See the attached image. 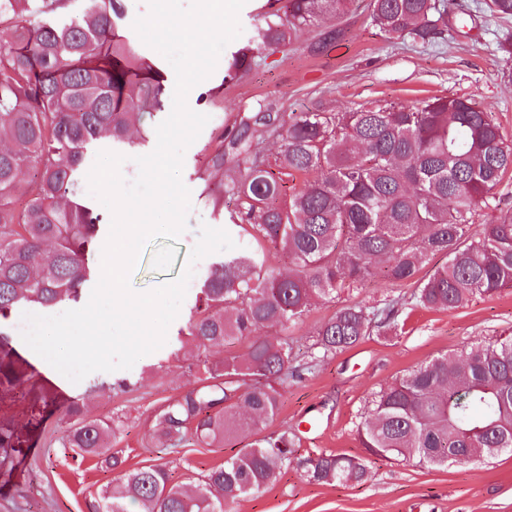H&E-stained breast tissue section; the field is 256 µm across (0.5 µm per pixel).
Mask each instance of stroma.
<instances>
[{
  "label": "stroma",
  "mask_w": 512,
  "mask_h": 512,
  "mask_svg": "<svg viewBox=\"0 0 512 512\" xmlns=\"http://www.w3.org/2000/svg\"><path fill=\"white\" fill-rule=\"evenodd\" d=\"M462 16H449L455 39L422 45L390 38L369 21V0H356L348 16L301 31L285 52L267 54L242 77L225 80V59L252 42L265 0H247L240 11L242 34L223 49V58L204 80L221 87L215 103L198 102L199 89L187 97L191 109L209 117L184 155L181 178L190 191L191 210L179 241H149L130 272L133 291L154 289L182 271L198 240L201 225L228 231L238 247L247 240L231 226L232 201L213 208L201 195L196 177L205 145L257 102L277 112L321 107L346 112L378 101L413 102L435 96H461L491 112L512 140V54L501 46L512 38V19L484 9V0H460ZM197 285H188L165 344L141 357L131 369L94 372L72 383L23 341L17 329L26 306L0 321V331L27 365L29 379L0 398V418L24 426L31 383L51 381L67 397L100 418L121 417L116 443L126 469L163 464L175 480L188 482L198 473L222 465L243 448L236 441L221 448H166L151 442L154 415L167 400L197 384L200 372L175 352V337L184 329L196 301ZM384 288L370 284L333 301L312 305L294 337L305 355L322 323L348 303L383 299ZM405 321L396 331L365 337L335 357L318 362L305 378L285 384L278 415L268 431L289 430L295 436V461L263 493L240 500L238 512H512V454L488 461L431 467L418 461L367 457L357 426L376 392L409 370L443 353L460 351L469 341L492 343L512 334V287L492 297L477 296L454 310L411 306L410 289H400ZM69 421L55 411L31 445L0 463V512H86L85 502L110 482L113 471L99 457H75L62 441ZM332 452L367 457L368 476L359 483L317 484L305 477L304 462Z\"/></svg>",
  "instance_id": "35a3bbf8"
}]
</instances>
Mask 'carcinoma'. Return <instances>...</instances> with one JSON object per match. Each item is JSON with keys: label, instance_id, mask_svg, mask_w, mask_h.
<instances>
[{"label": "carcinoma", "instance_id": "cac0c4a2", "mask_svg": "<svg viewBox=\"0 0 512 512\" xmlns=\"http://www.w3.org/2000/svg\"><path fill=\"white\" fill-rule=\"evenodd\" d=\"M355 0H285L263 12L256 40L231 54L233 80L269 50H288L306 27L346 15ZM372 25L391 38L433 44L448 37V0H370ZM512 17V0H486ZM124 0H0V318L18 305L78 304L95 273L89 263L101 222L78 183L89 149L131 145L129 131L164 107L160 70L121 34ZM280 142L270 171L266 145ZM234 175L202 194L218 207L237 202L235 227L253 246L212 263L191 311L186 339L197 353L246 343L241 355L202 362L201 385L156 413L154 438L221 448L249 447L209 469L188 490L164 465L123 470L112 450L121 421L69 404L65 444L105 456L113 480L86 501V512H236L238 501L274 484L293 463L288 431L263 434L278 414L297 363L288 329L315 299L380 281L414 289L415 303L453 311L473 297L512 286V217L475 229L478 210L512 170V142L489 112L460 97L385 102L350 112H271L239 116L214 140L205 170ZM34 171L32 179L23 171ZM306 175L288 205V178ZM281 248L293 269L266 267V247ZM443 255L447 261L429 267ZM392 295L339 308L319 327L311 358L323 361L374 330L397 325ZM278 328L271 336L260 329ZM26 367L0 332V392ZM56 400L35 396L27 434L0 420L4 456L29 447ZM371 456L429 466L473 462L480 448L512 449V336L470 341L406 373L372 399L357 427ZM367 460L323 454L308 462L314 483H359Z\"/></svg>", "mask_w": 512, "mask_h": 512}]
</instances>
